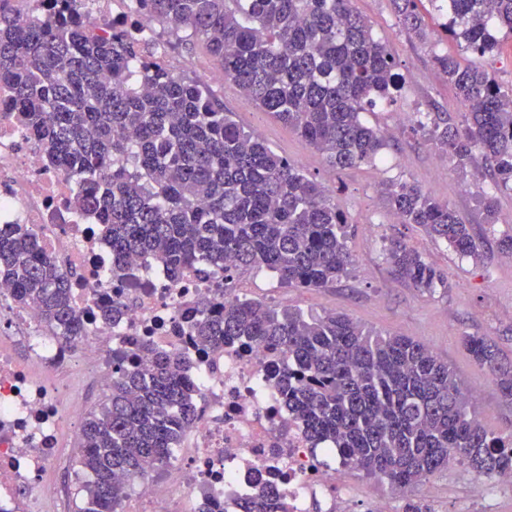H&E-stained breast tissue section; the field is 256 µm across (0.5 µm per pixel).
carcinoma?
Masks as SVG:
<instances>
[{
  "label": "carcinoma",
  "instance_id": "carcinoma-1",
  "mask_svg": "<svg viewBox=\"0 0 512 512\" xmlns=\"http://www.w3.org/2000/svg\"><path fill=\"white\" fill-rule=\"evenodd\" d=\"M0 0V85L39 147L61 170L81 177L71 205L97 210L112 240V272L148 252L171 276L206 262L223 284L255 269L288 287L326 288L347 277L354 259L349 220L327 190L224 110L198 79L143 54L133 32L107 40L77 11L17 22ZM176 35L202 44L242 95L296 131L337 169L381 160L384 132L361 113L395 100L397 62L353 0H145ZM422 0H390L419 43L431 34ZM444 37L480 58L498 33L512 35V0H429ZM434 61L466 109L463 124L418 120L417 132L456 166L481 155L494 192L482 196L497 218L495 193L512 191V88L487 65L463 66L448 53ZM386 201L400 224H415L455 253L479 260L481 244L446 201L413 182L391 183ZM383 251L415 287L448 288L435 265L398 237ZM0 280L21 307L68 342L85 336L70 282L40 249L28 224L0 230ZM192 333L200 345H255L288 354L280 374L288 408L308 433L336 449L350 471L385 479L403 492L452 466L488 478L512 475V434L488 432L448 363L424 343L382 334L342 313L315 315L241 298L226 287L206 304ZM462 343L512 402V362L484 336ZM186 358L157 352L139 369L112 372L111 393L85 418L77 445L83 480L77 512H121L118 474L169 464L197 417V387ZM241 512H293L272 489L244 499Z\"/></svg>",
  "mask_w": 512,
  "mask_h": 512
}]
</instances>
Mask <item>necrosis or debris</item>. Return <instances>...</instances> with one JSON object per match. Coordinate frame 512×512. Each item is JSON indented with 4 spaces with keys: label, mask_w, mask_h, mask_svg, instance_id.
<instances>
[{
    "label": "necrosis or debris",
    "mask_w": 512,
    "mask_h": 512,
    "mask_svg": "<svg viewBox=\"0 0 512 512\" xmlns=\"http://www.w3.org/2000/svg\"><path fill=\"white\" fill-rule=\"evenodd\" d=\"M129 15L145 41L163 48L158 23L139 0H91L83 22L108 38ZM79 186L18 123L11 94L0 87V229L32 225L42 250L71 274L86 330L78 344L44 337L38 312L16 309L10 285L0 282V512H49L48 476L68 456L65 433L82 420L80 399L48 381L47 371L85 373L106 386L115 352L140 367L148 361L146 344L189 359L187 374L205 409L165 480L146 489L139 512H184L187 494L197 489L210 493L204 512H237L242 498L266 484L287 491L296 512H308L313 501L323 503L322 512H350L347 468L326 467L323 445L307 439L270 378L286 364L285 353L234 345L215 352L195 342L190 328L217 286L203 266L174 279L152 255L138 253L112 276V244L100 224L69 206ZM106 307L116 318L103 319ZM18 333L26 345L21 357L8 345Z\"/></svg>",
    "instance_id": "necrosis-or-debris-1"
}]
</instances>
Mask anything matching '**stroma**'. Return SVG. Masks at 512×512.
I'll return each instance as SVG.
<instances>
[{
	"label": "stroma",
	"mask_w": 512,
	"mask_h": 512,
	"mask_svg": "<svg viewBox=\"0 0 512 512\" xmlns=\"http://www.w3.org/2000/svg\"><path fill=\"white\" fill-rule=\"evenodd\" d=\"M354 4L398 62L403 85L396 102L362 115L391 140L383 162L377 164L332 168L296 132L245 99L231 81L211 76V58L202 45H183L173 53L183 72L223 98L225 110L234 113L241 125L261 130L275 152L321 182L352 224L348 245L354 265L349 278L327 288H284L269 273L253 271L245 274L243 285L257 300L319 314L336 311L365 327L423 342L468 389L482 425L497 435L510 434L512 403L501 398L490 372L473 360L462 337H487L512 361V255L497 246L499 236L512 228V193L499 195L498 220L488 224L479 203L490 186L483 162L457 169L448 157L423 144L414 124L420 112H436L450 124L461 123L463 107L434 57L448 53L464 65L476 63L477 58L451 40L439 38L423 45L410 38L398 24L389 0H354ZM399 181L414 182L448 202L471 224L482 246L481 260L458 256L446 244L431 242L416 225L394 221L382 188ZM392 235L401 236L426 260L444 269L448 289L426 292L395 276L382 255V241ZM350 482L355 491L354 512H368L379 499L389 503L391 512H402L410 499L424 501L434 512H479L488 502L499 512H512V489L496 478L475 481L471 471L458 466L430 477L406 498L392 492L386 482L356 473Z\"/></svg>",
	"instance_id": "stroma-1"
}]
</instances>
